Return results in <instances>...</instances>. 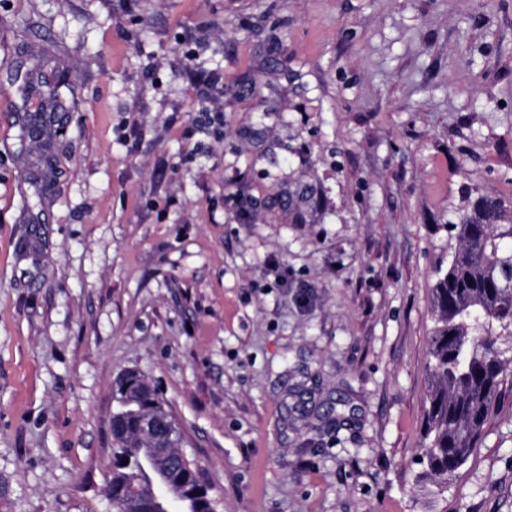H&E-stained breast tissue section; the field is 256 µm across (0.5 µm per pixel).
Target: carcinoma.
<instances>
[{"label": "carcinoma", "instance_id": "obj_1", "mask_svg": "<svg viewBox=\"0 0 512 512\" xmlns=\"http://www.w3.org/2000/svg\"><path fill=\"white\" fill-rule=\"evenodd\" d=\"M50 66L36 60L28 89L39 91L38 111L28 114L23 137L40 146L60 108L58 80L43 79ZM465 205L449 225L458 248L435 272V309L429 370L432 383L425 411L422 471L417 482L442 494L448 476L468 460L503 388L512 386V207L502 198L465 189ZM115 419L124 433L112 436L113 512H162L150 484L172 491L182 512H216L190 461L152 447L139 429L144 413L170 415L165 401L144 377L127 371L115 381Z\"/></svg>", "mask_w": 512, "mask_h": 512}]
</instances>
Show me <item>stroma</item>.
Returning <instances> with one entry per match:
<instances>
[{"label": "stroma", "mask_w": 512, "mask_h": 512, "mask_svg": "<svg viewBox=\"0 0 512 512\" xmlns=\"http://www.w3.org/2000/svg\"><path fill=\"white\" fill-rule=\"evenodd\" d=\"M468 187L512 202V0H0V512H112L128 370L221 512H512V395L415 484ZM49 66L50 61L47 58L37 59L27 86L31 92L37 90L40 93L38 112L28 114L22 130L23 137L35 144L36 147L41 146L47 135L51 126V115L53 112H58V108H61L59 104V89L61 87L59 79L56 81L43 79V73Z\"/></svg>", "instance_id": "35a3bbf8"}]
</instances>
